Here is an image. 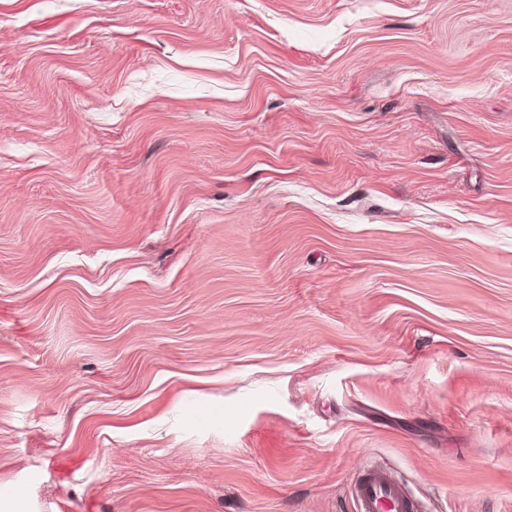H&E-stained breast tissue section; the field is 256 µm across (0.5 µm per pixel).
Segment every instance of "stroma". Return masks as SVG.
Wrapping results in <instances>:
<instances>
[{"instance_id": "35a3bbf8", "label": "stroma", "mask_w": 512, "mask_h": 512, "mask_svg": "<svg viewBox=\"0 0 512 512\" xmlns=\"http://www.w3.org/2000/svg\"><path fill=\"white\" fill-rule=\"evenodd\" d=\"M512 512V0H0V512ZM356 512H415L403 482L390 470L367 464L353 488Z\"/></svg>"}]
</instances>
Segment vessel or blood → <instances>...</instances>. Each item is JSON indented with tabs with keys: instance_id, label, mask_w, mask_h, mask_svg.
Here are the masks:
<instances>
[{
	"instance_id": "obj_1",
	"label": "vessel or blood",
	"mask_w": 512,
	"mask_h": 512,
	"mask_svg": "<svg viewBox=\"0 0 512 512\" xmlns=\"http://www.w3.org/2000/svg\"><path fill=\"white\" fill-rule=\"evenodd\" d=\"M356 512H414L403 482L390 470L367 464L353 488Z\"/></svg>"
}]
</instances>
